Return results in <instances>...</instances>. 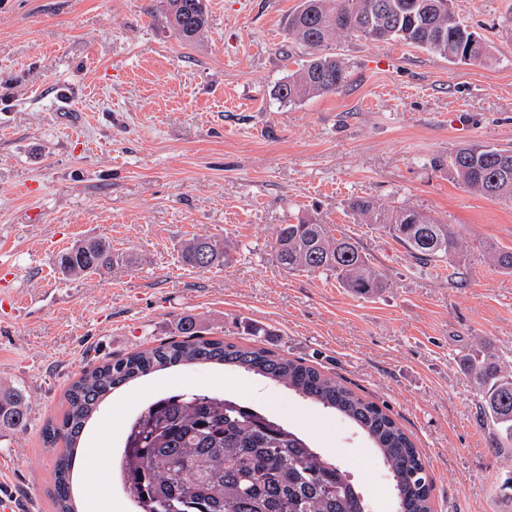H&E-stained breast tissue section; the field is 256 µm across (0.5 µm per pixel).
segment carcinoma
I'll return each instance as SVG.
<instances>
[{"mask_svg": "<svg viewBox=\"0 0 512 512\" xmlns=\"http://www.w3.org/2000/svg\"><path fill=\"white\" fill-rule=\"evenodd\" d=\"M195 0H163L170 24L187 41L205 30L206 15H188ZM288 35L308 50L309 59L288 76L278 95L291 101L342 88L345 62L325 49L338 38L374 43L400 41L425 47L450 62L489 58L487 46L457 17L453 0H301L288 15ZM472 49L471 56L459 50ZM512 149L467 145L450 165L467 189L492 199L512 200V168L495 157ZM362 224L382 230L406 249L418 265H461L460 242L448 225L405 208H387L369 198L348 202ZM271 250L290 272L330 274L361 296L379 294L385 283L362 244L326 224H281ZM489 259L512 272V251L491 247ZM182 262L207 269L228 261L224 244L193 237L180 250ZM129 263L112 251L109 240L80 242L62 252L58 266L69 275H85ZM183 342H162L124 358L85 370L66 391L62 420L45 427L47 444H63L54 464L55 512H79L71 493L70 473L76 443L87 422L112 391L153 372L180 365L214 363L236 367L281 384L356 425L382 457L393 482L397 512H433L428 462L410 437L379 405L327 377L317 368L263 347L207 339L186 322ZM463 365L481 395L480 413L489 428L492 451L512 442V364L486 344ZM29 404L19 386L0 385V435L27 427ZM125 483L140 512H369L368 501L349 472L296 433L266 415L207 393L162 398L135 420L121 460Z\"/></svg>", "mask_w": 512, "mask_h": 512, "instance_id": "cac0c4a2", "label": "carcinoma"}]
</instances>
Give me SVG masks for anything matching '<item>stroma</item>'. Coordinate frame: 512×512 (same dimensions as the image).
<instances>
[{
    "label": "stroma",
    "instance_id": "1",
    "mask_svg": "<svg viewBox=\"0 0 512 512\" xmlns=\"http://www.w3.org/2000/svg\"><path fill=\"white\" fill-rule=\"evenodd\" d=\"M301 0H205L183 40L161 0H0V383L24 389L25 430L0 437V493L54 512L43 441L82 369L178 339L253 343L337 377L385 407L428 458L434 512H512L500 486L512 446L491 453L480 393L463 367L477 338L512 361V201L463 187L449 165L467 144L512 145V0H454L489 45L451 63L400 42L341 38L338 91L281 101L307 54L285 22ZM369 197L447 225L461 273L419 266L347 207ZM317 223L359 240L386 286L372 297L275 261L277 225ZM227 241L222 267H184L193 236ZM105 237L133 258L71 276L57 255ZM261 335H254V328ZM206 391L260 408L340 462L395 512L393 485L350 423L233 367L158 371L114 390L79 440L81 512H136L119 477L131 423L154 401Z\"/></svg>",
    "mask_w": 512,
    "mask_h": 512
}]
</instances>
